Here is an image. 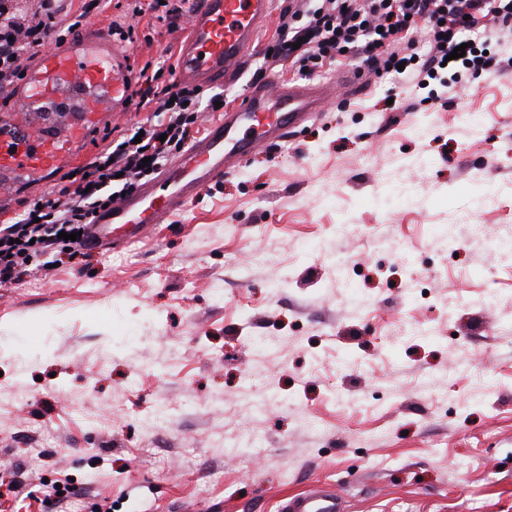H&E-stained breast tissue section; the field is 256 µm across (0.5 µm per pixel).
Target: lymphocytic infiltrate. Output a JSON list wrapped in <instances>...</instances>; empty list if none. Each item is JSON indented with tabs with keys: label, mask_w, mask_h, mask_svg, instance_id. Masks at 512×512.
Listing matches in <instances>:
<instances>
[{
	"label": "lymphocytic infiltrate",
	"mask_w": 512,
	"mask_h": 512,
	"mask_svg": "<svg viewBox=\"0 0 512 512\" xmlns=\"http://www.w3.org/2000/svg\"><path fill=\"white\" fill-rule=\"evenodd\" d=\"M107 0H0V112L12 106V89L29 61L50 43H63ZM184 0H126L132 24L111 23L121 39H133L136 18L148 27L176 30ZM271 61L288 60L299 75L320 72L343 54L357 57L377 76H399L420 86L438 82L450 93L461 73L494 70L491 48L512 34V0H290L281 9ZM465 54L453 58L456 47ZM174 66L145 63L135 71L133 97L145 120L112 127L110 141L93 161L64 174L59 190L27 202L0 224V286L12 284L33 266L58 263L60 253L77 258L75 241L62 240L90 224L104 205L133 191L181 154L194 138L200 112L223 101L220 92L172 80Z\"/></svg>",
	"instance_id": "f902f5d3"
}]
</instances>
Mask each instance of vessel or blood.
I'll return each mask as SVG.
<instances>
[{
    "label": "vessel or blood",
    "mask_w": 512,
    "mask_h": 512,
    "mask_svg": "<svg viewBox=\"0 0 512 512\" xmlns=\"http://www.w3.org/2000/svg\"><path fill=\"white\" fill-rule=\"evenodd\" d=\"M273 0H199L181 55L185 81L237 79L256 47ZM132 92L123 49L94 28L72 43L49 47L28 70L13 113L0 115V174L48 176L63 163L69 143L83 139L101 113L124 111ZM321 82H259L235 108L209 122L187 152L152 183L100 212L90 242L119 249L162 224L203 183L223 178L248 153L282 140L324 108ZM284 512H343L333 488L316 487L289 500Z\"/></svg>",
    "instance_id": "vessel-or-blood-1"
}]
</instances>
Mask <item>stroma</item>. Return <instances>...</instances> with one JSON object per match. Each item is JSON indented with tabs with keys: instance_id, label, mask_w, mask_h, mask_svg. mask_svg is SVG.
Instances as JSON below:
<instances>
[{
	"instance_id": "1",
	"label": "stroma",
	"mask_w": 512,
	"mask_h": 512,
	"mask_svg": "<svg viewBox=\"0 0 512 512\" xmlns=\"http://www.w3.org/2000/svg\"><path fill=\"white\" fill-rule=\"evenodd\" d=\"M283 6L211 91L296 79L263 62ZM138 33L141 63L187 36ZM496 52L433 103L325 65L322 112L147 238L0 287V512H278L318 484L345 512H512V40Z\"/></svg>"
}]
</instances>
